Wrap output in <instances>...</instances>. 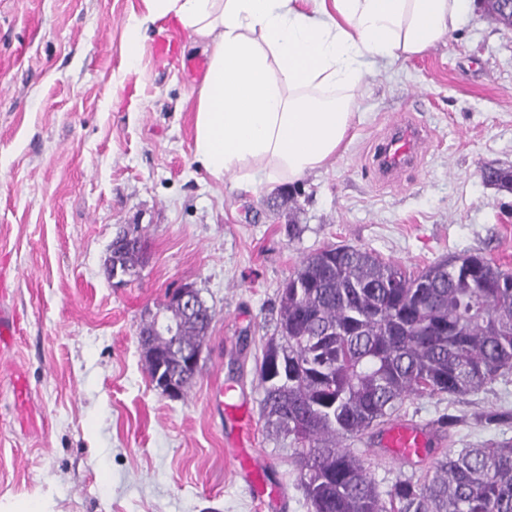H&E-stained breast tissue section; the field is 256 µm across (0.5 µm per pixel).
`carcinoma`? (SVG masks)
<instances>
[{"label": "carcinoma", "mask_w": 512, "mask_h": 512, "mask_svg": "<svg viewBox=\"0 0 512 512\" xmlns=\"http://www.w3.org/2000/svg\"><path fill=\"white\" fill-rule=\"evenodd\" d=\"M512 27L497 0H482ZM141 234L119 249L139 266ZM210 322L180 320L176 352L206 340ZM168 344L143 351L150 379ZM512 372V270L478 253L416 275L347 246L313 253L282 286L277 335L259 369L261 413L294 442L298 485L312 512H512V439L446 450L418 476L382 491L343 441L394 420L408 398L458 397Z\"/></svg>", "instance_id": "1"}]
</instances>
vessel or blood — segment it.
I'll return each mask as SVG.
<instances>
[{
  "label": "vessel or blood",
  "mask_w": 512,
  "mask_h": 512,
  "mask_svg": "<svg viewBox=\"0 0 512 512\" xmlns=\"http://www.w3.org/2000/svg\"><path fill=\"white\" fill-rule=\"evenodd\" d=\"M430 146L431 137L425 129L400 117L388 125L372 162L381 179L393 184L405 169L421 161ZM10 293V286L0 277V349L11 343L18 330L14 312L4 307ZM431 437L429 427L398 422L385 430L381 444L399 461L411 462L425 457Z\"/></svg>",
  "instance_id": "1"
}]
</instances>
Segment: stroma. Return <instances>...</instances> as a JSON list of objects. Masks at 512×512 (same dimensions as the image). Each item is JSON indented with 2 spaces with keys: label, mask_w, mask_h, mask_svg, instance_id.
<instances>
[{
  "label": "stroma",
  "mask_w": 512,
  "mask_h": 512,
  "mask_svg": "<svg viewBox=\"0 0 512 512\" xmlns=\"http://www.w3.org/2000/svg\"><path fill=\"white\" fill-rule=\"evenodd\" d=\"M143 0H0V270L15 275L21 318L0 372V503L49 512H310L289 440L261 417L256 363L276 333L279 290L301 260L332 245L365 248L408 272L464 253L512 269V191L486 167L512 168V29L476 6L445 42L404 62L365 67L345 149L290 182L292 205L263 201L279 183L215 179L195 163L194 86L204 61L171 22L143 33L128 70L121 53ZM179 37V63L150 56ZM411 117L432 144L396 184L379 182L375 145ZM139 227L137 276L106 271L119 230ZM197 288L215 312L186 395L156 390L139 330L170 289ZM26 377L29 417L14 411L11 371ZM246 401L250 435L213 409L218 386ZM512 372L456 399L412 398L402 421L459 418L432 447L455 450L512 437ZM383 432L347 439L380 489L411 473L382 448ZM265 462L283 491L261 504L238 472L239 453Z\"/></svg>",
  "instance_id": "1"
}]
</instances>
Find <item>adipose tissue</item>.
Segmentation results:
<instances>
[{
	"label": "adipose tissue",
	"mask_w": 512,
	"mask_h": 512,
	"mask_svg": "<svg viewBox=\"0 0 512 512\" xmlns=\"http://www.w3.org/2000/svg\"><path fill=\"white\" fill-rule=\"evenodd\" d=\"M126 24L129 68L142 31L174 19L208 54L195 88L194 159L209 175L298 180L340 150L366 60L392 65L445 41L472 0H146Z\"/></svg>",
	"instance_id": "adipose-tissue-1"
}]
</instances>
